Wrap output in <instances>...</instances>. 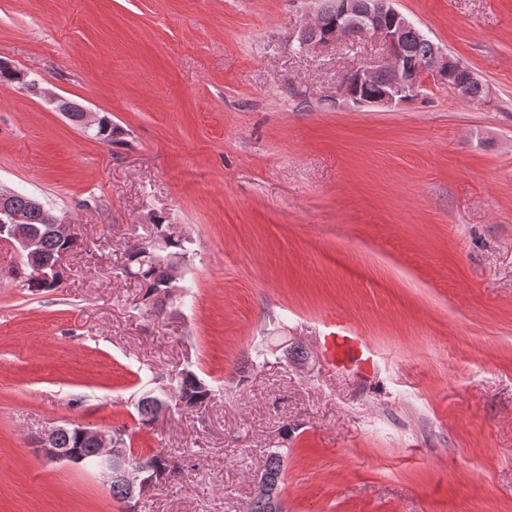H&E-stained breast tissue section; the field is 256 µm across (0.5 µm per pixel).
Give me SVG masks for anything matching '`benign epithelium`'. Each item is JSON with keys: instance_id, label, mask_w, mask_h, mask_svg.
<instances>
[{"instance_id": "benign-epithelium-1", "label": "benign epithelium", "mask_w": 512, "mask_h": 512, "mask_svg": "<svg viewBox=\"0 0 512 512\" xmlns=\"http://www.w3.org/2000/svg\"><path fill=\"white\" fill-rule=\"evenodd\" d=\"M319 26V12L316 11L292 33V38L302 49L314 47L316 43L310 41L308 36ZM412 28V22L394 7V0H369L362 11L355 9L351 0H336V24L327 36L328 42L344 41L361 32L382 43L386 49L385 57L376 65H358L349 71L348 78L341 84V96L359 106L395 108L419 96V91L428 79L439 84L447 83L453 59L435 45L427 61L419 63L404 48V33ZM380 75L384 76L381 92L362 100L350 92L352 85H373ZM11 199L12 191H0V240L10 242L20 255L27 258L34 276L39 279H49L64 270L65 252H60L53 264L43 263L41 255L44 230L58 234L71 232L72 227L66 217H51L50 224L44 230L26 226L21 213L13 209ZM62 430L64 426L55 425L44 433L40 440L44 457L49 461L83 463V456L68 448L55 447L56 437ZM83 431L94 435L97 440L95 471L109 484L114 481L124 484L129 501L134 503L143 498L150 488L149 482L139 481L135 473L129 470L124 449L119 447L112 432L87 427Z\"/></svg>"}]
</instances>
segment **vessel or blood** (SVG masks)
Masks as SVG:
<instances>
[{"mask_svg": "<svg viewBox=\"0 0 512 512\" xmlns=\"http://www.w3.org/2000/svg\"><path fill=\"white\" fill-rule=\"evenodd\" d=\"M324 327L323 344L332 361L344 370L370 375L376 357L371 344L342 317L328 318Z\"/></svg>", "mask_w": 512, "mask_h": 512, "instance_id": "vessel-or-blood-1", "label": "vessel or blood"}]
</instances>
